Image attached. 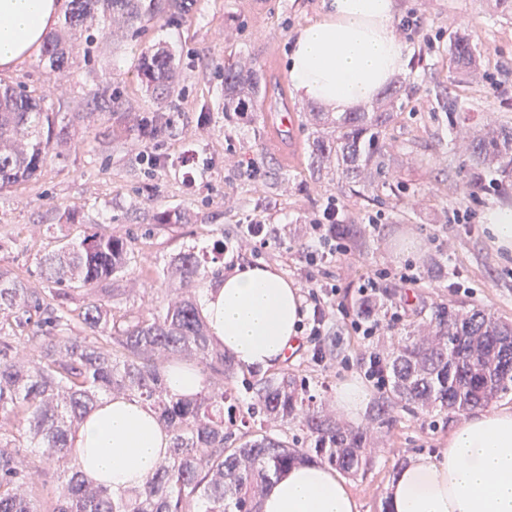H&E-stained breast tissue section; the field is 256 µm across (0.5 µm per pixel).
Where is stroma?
<instances>
[{
	"mask_svg": "<svg viewBox=\"0 0 512 512\" xmlns=\"http://www.w3.org/2000/svg\"><path fill=\"white\" fill-rule=\"evenodd\" d=\"M161 19L151 21L143 41L169 50L179 77L162 100L151 99L135 75L143 41L122 31L99 37L91 65L69 73H50L42 57L0 69V81L43 91L45 109L68 113L71 136L60 144L27 182L0 191V267L38 288L40 261L61 236L78 237L94 225L126 240L135 260L115 297L117 307L148 310L165 299L171 280L151 285L142 268H166L188 248L203 250L208 273L224 272L244 260L274 267L296 285L306 277L337 285V299L355 308L359 273L416 264L419 280L408 291L415 308L444 303L481 306L512 321V255L493 245L484 215L512 205V185L505 190H477L463 196L468 180L455 128L442 106L449 82L447 41L420 55L416 39L406 42L407 63L400 74L410 89L388 131L393 145L388 172L349 189L335 173L310 169L309 143L315 129L308 120L309 102L289 95L296 115L294 138L273 136L277 120L270 112L241 117L224 114V63L230 58L261 61L271 81L290 85L287 58L296 32L317 20L326 0H162ZM400 15L416 13L442 30L468 29L487 52L486 71L496 73L501 90L486 91L484 81L460 88V109L471 112V125L487 120L512 122V20H504L470 0H397ZM161 117L165 123L153 139L140 137L135 116ZM194 139L198 154L194 189L184 184L181 153ZM158 151L164 162L147 173L143 153ZM250 160L246 171L229 163L230 153ZM343 207L345 223L356 225L349 237L348 259L321 270H308L303 257L311 247L302 226L327 197ZM464 203L474 223L456 224L449 211ZM181 208L196 213L194 224H157L154 214ZM77 221L65 223V210ZM268 213L272 235L284 248L254 251L213 245L235 240L243 218L255 210ZM380 211L378 228L363 224L365 211ZM392 335L364 339L347 320L336 317L318 340L300 336L284 367L308 380L319 402L333 405L337 386L361 380L370 399L378 391L365 381L363 364L370 353H386ZM454 420L442 414L402 418L376 431L373 462L365 474L349 478L358 512H382L387 487L395 474L420 455L444 448Z\"/></svg>",
	"mask_w": 512,
	"mask_h": 512,
	"instance_id": "1",
	"label": "stroma"
}]
</instances>
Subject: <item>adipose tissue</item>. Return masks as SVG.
Segmentation results:
<instances>
[{"label": "adipose tissue", "mask_w": 512, "mask_h": 512, "mask_svg": "<svg viewBox=\"0 0 512 512\" xmlns=\"http://www.w3.org/2000/svg\"><path fill=\"white\" fill-rule=\"evenodd\" d=\"M66 0H0V69L32 58L58 24ZM406 63L395 0H330L300 29L288 60L299 99L332 112L372 101ZM201 313L213 339L245 368L280 365L296 345L305 315L299 286L267 266L236 265L203 289ZM90 453V477L113 493L142 487L168 436L155 413L134 399L105 400L76 434ZM389 512H512V408L464 417L437 455L414 458L388 489ZM262 512H357L346 481L310 463L284 472Z\"/></svg>", "instance_id": "1"}]
</instances>
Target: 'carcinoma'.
<instances>
[{
  "label": "carcinoma",
  "instance_id": "cac0c4a2",
  "mask_svg": "<svg viewBox=\"0 0 512 512\" xmlns=\"http://www.w3.org/2000/svg\"><path fill=\"white\" fill-rule=\"evenodd\" d=\"M161 0H69L59 32L43 56L62 73L78 56L90 59L93 28L119 20L138 40L146 23L162 16ZM483 55L472 35L448 34V112L456 111L457 89L482 72ZM176 71L171 53L141 49L140 83L152 97L167 96ZM403 86H391L368 110L330 118L311 114L322 130L313 141L310 166L335 170L339 181L362 183L389 168L388 129L402 104ZM286 90L263 79L262 64L242 59L224 64V113L276 112ZM65 112H47L35 91L0 83V189L32 178L57 142L70 135ZM473 190L484 172L512 174V125L468 128L462 137ZM187 211L164 209L156 224H189ZM134 258L129 244L103 231L58 240L41 262L43 288H29L0 269V512H261L267 488L288 468L321 462L357 476L371 463L369 429H347L316 408L299 389L306 382L288 372H249L251 415L279 426L295 424L306 447L266 430L247 432L238 443L224 432L238 369L215 343L198 302L205 267L192 249L166 268L179 281L176 296L146 314L116 309L112 284ZM416 319L387 353L388 381L373 421L396 422L395 410L467 414L512 390V324L477 306L469 310L436 304ZM191 360L206 375V389L172 394L166 366ZM136 399L157 415L170 436L166 455L142 488L114 494L107 481L84 471L85 451L75 435L106 397ZM55 469L58 484L40 491L43 468Z\"/></svg>",
  "mask_w": 512,
  "mask_h": 512
}]
</instances>
